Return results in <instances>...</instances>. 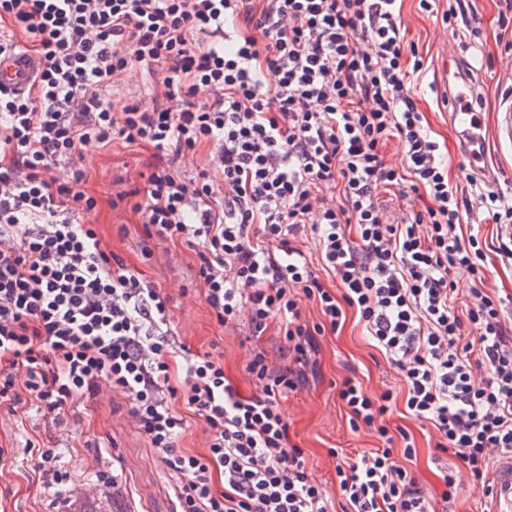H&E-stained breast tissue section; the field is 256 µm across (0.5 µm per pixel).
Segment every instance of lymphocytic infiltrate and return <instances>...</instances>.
<instances>
[{"label":"lymphocytic infiltrate","mask_w":512,"mask_h":512,"mask_svg":"<svg viewBox=\"0 0 512 512\" xmlns=\"http://www.w3.org/2000/svg\"><path fill=\"white\" fill-rule=\"evenodd\" d=\"M20 31L37 67L27 91L0 87V410L71 431L84 399L123 393L177 512H436L393 458L397 440L415 454L384 423L393 389L341 383L352 431L382 446L337 454L340 505L288 445L280 402L305 383L314 337L352 312L405 386V413L485 485L512 452V323L484 288V242L457 232L467 199L409 85L424 62L407 58L399 0H0L1 56L20 51ZM137 66L151 109L114 111L106 90ZM394 138L399 168L385 156ZM117 139L156 156L119 199L148 236L194 252L218 323L245 322L251 396L227 383L221 356L177 345L169 296L84 222V173L53 177L86 144ZM203 146L207 167L187 176ZM394 191L423 208L396 216ZM305 234L331 283L297 246ZM461 271L474 286L460 300ZM272 325L293 366L257 347ZM192 415L203 454L179 446Z\"/></svg>","instance_id":"lymphocytic-infiltrate-1"}]
</instances>
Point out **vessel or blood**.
<instances>
[{"label": "vessel or blood", "instance_id": "vessel-or-blood-1", "mask_svg": "<svg viewBox=\"0 0 512 512\" xmlns=\"http://www.w3.org/2000/svg\"><path fill=\"white\" fill-rule=\"evenodd\" d=\"M34 70V59L25 54L0 59V85L26 91ZM437 79L448 105V122L459 138L464 163L472 174H485L488 166L485 118L476 104L477 82L471 62L455 55L443 65ZM496 135L512 142V97L503 99L498 106ZM484 512H512V452L495 458Z\"/></svg>", "mask_w": 512, "mask_h": 512}]
</instances>
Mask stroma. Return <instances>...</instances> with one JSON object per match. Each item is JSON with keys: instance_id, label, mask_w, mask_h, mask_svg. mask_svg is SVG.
Returning <instances> with one entry per match:
<instances>
[{"instance_id": "obj_1", "label": "stroma", "mask_w": 512, "mask_h": 512, "mask_svg": "<svg viewBox=\"0 0 512 512\" xmlns=\"http://www.w3.org/2000/svg\"><path fill=\"white\" fill-rule=\"evenodd\" d=\"M450 4L458 15L452 28L441 18L423 12L418 0H402L407 39L424 60L422 71L412 78V86L432 135L448 159L451 181L459 182L466 190L468 210L461 232L478 235L487 242L485 287L493 296L507 300V308L512 311V260H502L496 252L501 229L492 221L485 203L492 190L471 181L462 171L457 134L448 123L447 107L436 84L445 56L465 51L483 75L482 110L491 117L505 94L512 91V59L505 55L499 41L496 0H450ZM471 26L479 27L480 38H470L467 29ZM152 162V152L146 148L117 141L103 149L92 142L73 160L57 165L53 175L58 182L67 183L76 171L84 172V188L97 200L88 222L96 224L109 249L137 264L147 279L171 297V329L176 341L202 352H222L225 377L241 394H250L244 371L246 329L224 327L208 313L195 276L193 253L167 240L146 238L138 214L112 207L113 197L125 188L124 175L149 172ZM145 243L151 248L147 258L141 254ZM318 343L316 379L289 393L281 407L292 443L304 452L310 479L332 494L336 491V460L330 456V449L367 455L380 445L375 433L351 430L335 384L353 372L368 391L377 392L388 378L380 354L370 346L355 318H348L340 332L319 337ZM128 410L124 395L118 392L85 401L80 408V427L70 436L51 432L45 420L38 417L22 424L0 413L1 446L25 459L27 440L55 438L60 449L59 464L70 479L68 499L61 505L43 489L32 464L4 470L0 473V512H175L168 477L147 440L134 431ZM385 421L390 429L406 430L415 441V458L396 454L399 465L413 471L420 484L436 493L442 490L440 469L448 467L460 482L455 512H481L479 487L472 484L454 455L440 454L435 446L436 433L429 424L403 415L398 408ZM99 470L114 473L116 485H97L95 473ZM92 486L98 491V499L88 507L82 492Z\"/></svg>"}]
</instances>
